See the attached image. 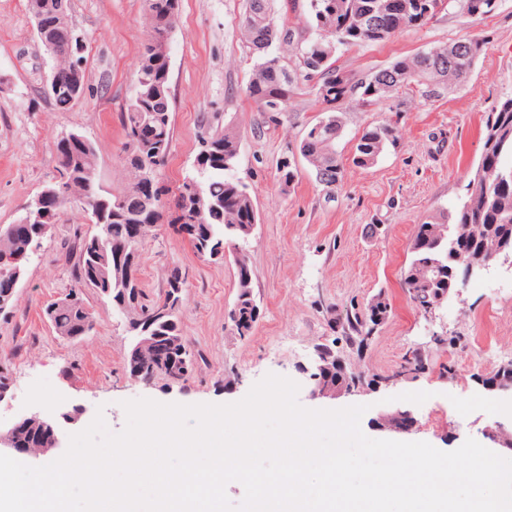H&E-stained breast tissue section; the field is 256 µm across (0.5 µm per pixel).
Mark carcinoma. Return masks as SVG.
Instances as JSON below:
<instances>
[{
  "label": "carcinoma",
  "mask_w": 512,
  "mask_h": 512,
  "mask_svg": "<svg viewBox=\"0 0 512 512\" xmlns=\"http://www.w3.org/2000/svg\"><path fill=\"white\" fill-rule=\"evenodd\" d=\"M59 0H28L29 11L42 10L46 36L63 38L64 28L56 25ZM271 0H247L239 21L242 37L258 53L255 75L246 87L247 96L259 111L271 103L285 109L297 85V72L280 65L269 48L275 39L294 45L297 67L303 79L316 84L318 98L326 105L344 100L360 107L385 101L398 87L411 82L421 86V96L432 99L466 81L475 61L485 51L486 42L466 35L446 46H434L414 56L398 60L367 78L334 65L325 54L322 33L327 32L336 46L352 47L384 42L396 34L428 24L413 8L416 0H309L308 24L304 29H277L270 19ZM442 10L456 9L467 23L485 18V0H438ZM180 8L171 0H154L145 14L147 36L135 63V91L122 113L126 142L124 163L130 175L125 190L104 191L98 179L95 146L85 156L81 142L57 139L56 179L61 198L45 206V223H56L68 206L79 203L94 215L96 234L78 240L79 259L75 277L79 284L96 288L112 303L130 313L129 326L137 340L126 358V370L135 379L149 382L161 377L179 382L186 375L178 364L191 357L180 328L178 311L182 294L165 292L163 298L144 303L145 294L138 276L140 248L163 217L166 188L160 180L146 181L152 169L165 165L172 139L170 67L166 57L156 55L158 38L170 34ZM342 130L338 116L320 119L311 125L298 144L300 155L315 170L320 182L334 186L343 178L344 168L336 156V140ZM400 130L395 122L366 128L358 139L352 164L372 165L387 145H396ZM239 152L235 133L226 131L201 142L199 166L191 176L205 197V203L192 208L191 197L180 193L175 202V229L187 235L194 251L212 257L215 251L233 249L239 305L238 317L230 318L231 330L239 337L251 334L258 318L252 293V268L241 243L249 233L246 226L257 223V211L240 181L227 176ZM37 225L18 220L0 227V295L15 298L10 258L28 262L35 254ZM468 256L487 259L499 251L512 252V98L498 103L483 118L480 160L468 173L465 200L452 211L426 217L417 225L408 245L410 259L403 274V288L414 306L425 313L437 297L457 287L454 277L435 284L425 280L429 264L448 268L450 244ZM68 293L44 310L56 333L69 339L88 335L94 319L84 299L71 300ZM389 302L369 301L362 310L345 315V337L364 346L372 324L387 319ZM20 447L42 448L48 435L42 422L31 419L19 431Z\"/></svg>",
  "instance_id": "cac0c4a2"
}]
</instances>
